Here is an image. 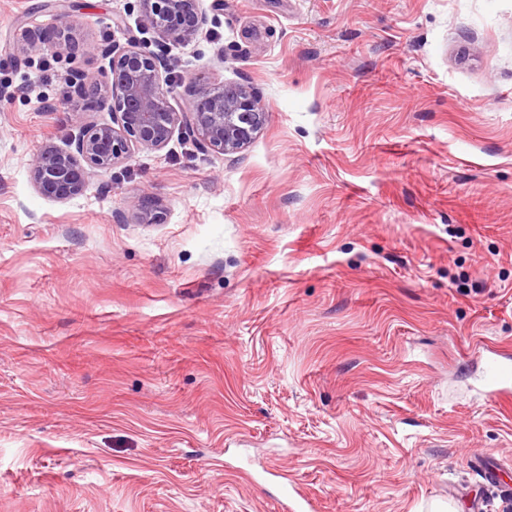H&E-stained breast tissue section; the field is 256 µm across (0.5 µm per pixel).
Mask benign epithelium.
<instances>
[{"label": "benign epithelium", "mask_w": 512, "mask_h": 512, "mask_svg": "<svg viewBox=\"0 0 512 512\" xmlns=\"http://www.w3.org/2000/svg\"><path fill=\"white\" fill-rule=\"evenodd\" d=\"M142 23L164 38L190 39L202 29L205 16L199 0H139ZM19 50L24 54L60 48L71 53L78 46L64 40L57 26L22 27ZM109 58L111 81L102 102L112 111V123H83L75 151L52 146L43 149L34 169L38 192L47 198L65 200L79 195L91 170H108L126 160L134 148L160 149L176 126H184L199 147L221 154L236 153L249 145L265 122V112L256 92L245 86L224 90V84L206 82L189 100L185 111L170 105L162 77V59L147 44H137ZM135 218L146 224L160 221L142 193L133 205Z\"/></svg>", "instance_id": "benign-epithelium-1"}]
</instances>
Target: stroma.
<instances>
[{
  "mask_svg": "<svg viewBox=\"0 0 512 512\" xmlns=\"http://www.w3.org/2000/svg\"><path fill=\"white\" fill-rule=\"evenodd\" d=\"M190 41L137 0H0V512H503L512 396V0H201ZM77 54L19 56L20 26ZM154 44L183 110L246 85L245 149H160L42 197L47 146L108 123L105 48ZM148 192L162 223L132 214ZM485 361V397L488 400L506 397L512 393V366L498 359L499 354L489 348ZM266 479L275 485L280 486L283 489L284 492V511H290V512H309L311 510V506L309 501L302 496L300 493L295 491V494L288 493V488H286V485L281 480L283 477L281 473L276 471H268L266 472Z\"/></svg>",
  "mask_w": 512,
  "mask_h": 512,
  "instance_id": "1",
  "label": "stroma"
}]
</instances>
